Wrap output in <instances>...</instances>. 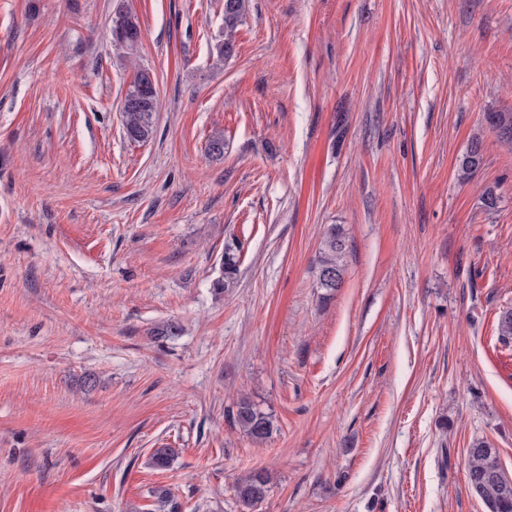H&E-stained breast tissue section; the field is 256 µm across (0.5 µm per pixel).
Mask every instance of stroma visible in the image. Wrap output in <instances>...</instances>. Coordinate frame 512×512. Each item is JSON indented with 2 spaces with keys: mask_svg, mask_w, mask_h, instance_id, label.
Wrapping results in <instances>:
<instances>
[{
  "mask_svg": "<svg viewBox=\"0 0 512 512\" xmlns=\"http://www.w3.org/2000/svg\"><path fill=\"white\" fill-rule=\"evenodd\" d=\"M223 26L224 0H0V512H242L258 469L253 512H485L469 444L512 474V141L486 120L512 112V0H250L221 63ZM149 71L140 68L124 96V101L135 102L130 108H122L124 134L132 142L147 141L154 133L158 93L156 80L155 86L148 82ZM321 244L315 269L316 280L319 288L331 293L336 288H340L343 283L346 241L342 232L333 226L328 230ZM239 267V258L237 250L232 246H227L224 250V259L221 268V277L214 282L213 288L222 291L227 288L236 278ZM234 420L243 432L255 442H263L274 430L271 415L262 411L249 398H241L236 403ZM505 470L500 460L498 448L484 440H474L465 455V472L468 489L475 479L488 477ZM269 483V476L263 470L254 471L236 483L234 491L238 502L243 506L242 512H250L266 498Z\"/></svg>",
  "mask_w": 512,
  "mask_h": 512,
  "instance_id": "1",
  "label": "stroma"
}]
</instances>
